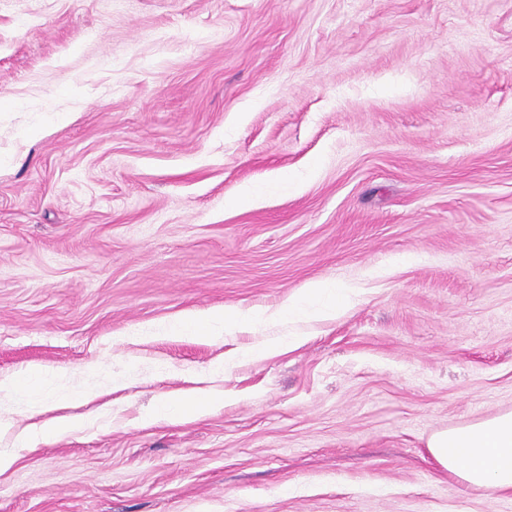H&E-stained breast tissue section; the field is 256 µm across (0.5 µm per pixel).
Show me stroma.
Instances as JSON below:
<instances>
[{"mask_svg":"<svg viewBox=\"0 0 512 512\" xmlns=\"http://www.w3.org/2000/svg\"><path fill=\"white\" fill-rule=\"evenodd\" d=\"M12 379L0 512H512V0H0ZM215 324L224 325L225 328H237L240 321L234 317L224 314V312H213L195 316L189 322L183 321V329L189 330L192 335L200 338H210ZM427 446L445 470L470 488L490 495L512 492V412L439 431Z\"/></svg>","mask_w":512,"mask_h":512,"instance_id":"stroma-1","label":"stroma"}]
</instances>
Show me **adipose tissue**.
<instances>
[{"mask_svg":"<svg viewBox=\"0 0 512 512\" xmlns=\"http://www.w3.org/2000/svg\"><path fill=\"white\" fill-rule=\"evenodd\" d=\"M428 448L445 470L470 488L491 495L512 492V412L439 431Z\"/></svg>","mask_w":512,"mask_h":512,"instance_id":"adipose-tissue-1","label":"adipose tissue"}]
</instances>
